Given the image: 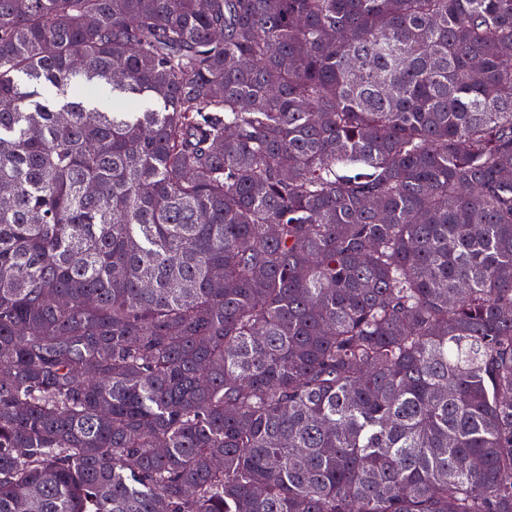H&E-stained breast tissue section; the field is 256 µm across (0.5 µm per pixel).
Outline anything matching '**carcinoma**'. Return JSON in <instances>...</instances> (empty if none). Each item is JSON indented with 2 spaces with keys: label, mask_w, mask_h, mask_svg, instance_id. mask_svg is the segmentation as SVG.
Returning a JSON list of instances; mask_svg holds the SVG:
<instances>
[{
  "label": "carcinoma",
  "mask_w": 512,
  "mask_h": 512,
  "mask_svg": "<svg viewBox=\"0 0 512 512\" xmlns=\"http://www.w3.org/2000/svg\"><path fill=\"white\" fill-rule=\"evenodd\" d=\"M0 512H512V0H0Z\"/></svg>",
  "instance_id": "carcinoma-1"
}]
</instances>
